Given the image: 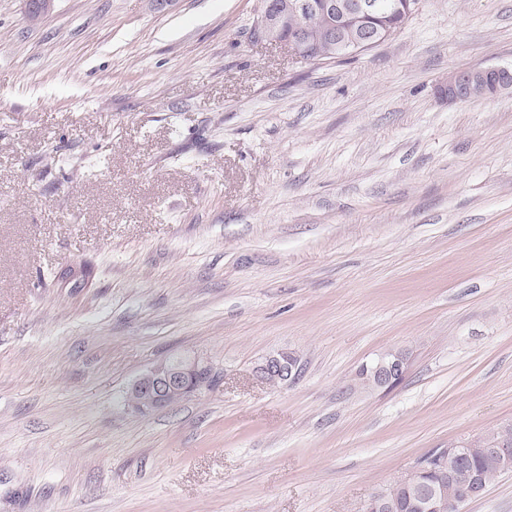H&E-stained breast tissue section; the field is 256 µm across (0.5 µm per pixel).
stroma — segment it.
<instances>
[{
    "mask_svg": "<svg viewBox=\"0 0 512 512\" xmlns=\"http://www.w3.org/2000/svg\"><path fill=\"white\" fill-rule=\"evenodd\" d=\"M260 5L0 0V512H363L512 426V89L443 93L512 69V0L314 64ZM186 354L217 384L125 406ZM272 8V0L266 1L263 12L257 19L258 32L262 39L271 43H288L282 40L278 13ZM271 9V10H270ZM470 75L469 69L455 70L448 74V102L463 103L470 99V92L466 77ZM271 372L287 374L289 381L298 375V365L289 361L283 354H273L261 358L254 368L255 376L259 381H263ZM404 372H405L404 362L400 357H397L395 359H390L385 356L383 357V355H382L379 357V359L377 361H375L371 365V373H372L373 377H375L376 379L379 380L380 388H385L388 385H390L391 387L395 386L403 378V377H400V378H397V377L403 375Z\"/></svg>",
    "mask_w": 512,
    "mask_h": 512,
    "instance_id": "stroma-1",
    "label": "stroma"
}]
</instances>
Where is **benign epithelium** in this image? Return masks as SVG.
<instances>
[{
	"mask_svg": "<svg viewBox=\"0 0 512 512\" xmlns=\"http://www.w3.org/2000/svg\"><path fill=\"white\" fill-rule=\"evenodd\" d=\"M319 8L327 16H337L364 20L374 16L377 11L375 0H355L353 3H338L333 0H323L319 4L311 0H299L295 8ZM258 32L262 39L271 43H280L281 29L278 13L272 9V2H266L263 12L257 19ZM484 73L492 74L493 90L487 95H496L512 88V72L502 68H484ZM467 70H455L448 73V102L463 103L470 99L466 77ZM286 374L292 378L298 375V365L289 361L282 354H273L261 358L254 373L262 381L269 373ZM405 372L401 358L390 359L379 357L371 365L373 377L379 380L380 387L385 388ZM213 370L209 364L190 355L177 356L161 365H157L138 376L127 389V395L134 397L128 408L137 413H145L170 405L172 397L185 400L211 387Z\"/></svg>",
	"mask_w": 512,
	"mask_h": 512,
	"instance_id": "benign-epithelium-1",
	"label": "benign epithelium"
}]
</instances>
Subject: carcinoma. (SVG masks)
I'll return each mask as SVG.
<instances>
[{
  "label": "carcinoma",
  "instance_id": "carcinoma-1",
  "mask_svg": "<svg viewBox=\"0 0 512 512\" xmlns=\"http://www.w3.org/2000/svg\"><path fill=\"white\" fill-rule=\"evenodd\" d=\"M405 24L404 20L388 18L381 13L366 22V25L378 29L390 26L395 32ZM293 27L308 30L315 42L311 51L302 55V61L315 63L341 56V50L324 35L320 15L307 10L291 13L288 15V28ZM511 438L512 430L507 428L476 437L454 452L446 449L432 451L416 470V487L410 488L401 481L393 483L372 497L377 504L375 512H424L421 496L436 487L446 490V512H456L455 503L469 495L475 482L487 488L502 475L512 472V467H505L502 458L494 452L497 442Z\"/></svg>",
  "mask_w": 512,
  "mask_h": 512
}]
</instances>
